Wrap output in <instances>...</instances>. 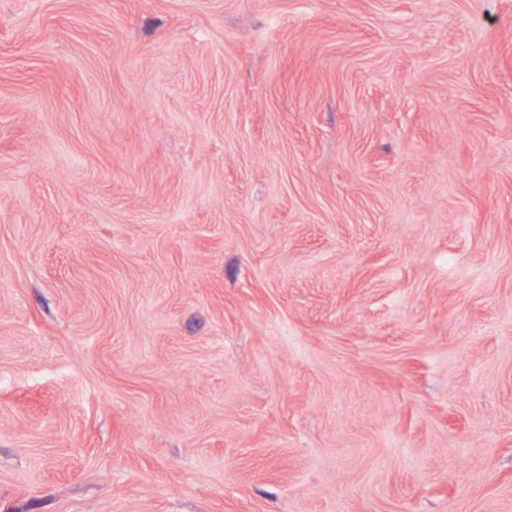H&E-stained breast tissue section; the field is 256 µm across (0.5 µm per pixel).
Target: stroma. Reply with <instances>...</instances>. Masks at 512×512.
Instances as JSON below:
<instances>
[{"mask_svg":"<svg viewBox=\"0 0 512 512\" xmlns=\"http://www.w3.org/2000/svg\"><path fill=\"white\" fill-rule=\"evenodd\" d=\"M0 512H512V0H0Z\"/></svg>","mask_w":512,"mask_h":512,"instance_id":"stroma-1","label":"stroma"}]
</instances>
